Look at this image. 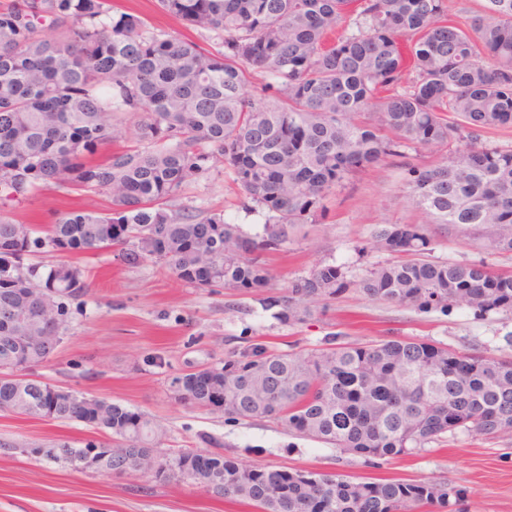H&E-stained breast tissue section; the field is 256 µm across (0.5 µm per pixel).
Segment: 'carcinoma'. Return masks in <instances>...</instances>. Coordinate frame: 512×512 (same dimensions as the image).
<instances>
[{
	"label": "carcinoma",
	"instance_id": "obj_1",
	"mask_svg": "<svg viewBox=\"0 0 512 512\" xmlns=\"http://www.w3.org/2000/svg\"><path fill=\"white\" fill-rule=\"evenodd\" d=\"M159 8L222 49L170 36L112 0H0V411L70 423L86 420L126 449L123 473L160 460L191 469L196 449L162 452L164 430L148 415L76 392L52 398L35 373L66 332L65 300L87 274L66 257L117 249L198 288L261 295L271 275L261 252L283 247L297 224L325 218L327 196L389 156L451 147L432 168L407 169L424 224H387L372 248L407 256L371 266L358 281L324 263L262 298L299 323L310 305L354 285L367 298L417 310L463 304L512 309V274L479 260L427 259L426 225L473 224L493 250L512 253V149L483 143L512 126V0H487L462 28L445 0H158ZM262 80L263 98L243 93ZM454 112L459 121L447 119ZM134 117L137 146H106ZM224 163L265 213L257 242L213 213L171 211L182 188ZM106 192L111 209H71L41 227L8 216L42 190ZM34 253L59 258L29 261ZM31 313L25 326L14 314ZM25 336L18 345L13 337ZM214 385L188 388L180 404L230 418H267L289 432L353 454L408 455L457 431L512 432V357L473 355L434 342L390 338L306 354L254 344L206 370ZM32 452L71 465L79 448L57 439ZM262 512H414L435 504L462 512L461 490L436 480L350 481L247 467L219 454L201 483Z\"/></svg>",
	"mask_w": 512,
	"mask_h": 512
}]
</instances>
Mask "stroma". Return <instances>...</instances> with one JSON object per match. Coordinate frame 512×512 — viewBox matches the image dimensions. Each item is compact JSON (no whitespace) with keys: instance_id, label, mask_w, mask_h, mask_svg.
<instances>
[{"instance_id":"obj_1","label":"stroma","mask_w":512,"mask_h":512,"mask_svg":"<svg viewBox=\"0 0 512 512\" xmlns=\"http://www.w3.org/2000/svg\"><path fill=\"white\" fill-rule=\"evenodd\" d=\"M157 0H113L114 10L137 16L155 29L219 49L214 35L186 29L162 14ZM438 151L391 156L374 170L351 178L327 202L317 224L298 226L288 244L264 252L273 290L315 266H344L359 280L390 253L371 249L376 230L421 220L407 185L406 169L428 166ZM245 194L223 166L186 186L170 209L223 214L250 236L262 235L265 216L247 210ZM82 206L104 212L107 193L67 196L44 190L15 207L24 224H46L55 214ZM433 259L465 263L486 260L512 272V254L487 250L469 228L432 224ZM77 263L89 270L86 295L68 303V330L49 363L39 370L51 384L69 387L150 415L166 438L164 451L205 450L202 436L222 444L226 456L246 466H275L340 476L441 480L464 492L467 512H512V434L493 438L456 432L420 451L389 460L340 452L288 433L268 419H232L219 411L184 407L170 397L174 377L194 368L220 366L228 351L252 343L278 351L306 353L327 337L367 343L391 337L428 340L484 355L512 356V310L475 316L455 304L448 312H421L368 299L349 288L328 304H312L305 321L287 323L265 309L257 296L222 287L197 288L152 263L127 266L112 254L85 252ZM94 432L80 423L62 424L0 412V512H256L253 506L217 499L189 480L155 482L142 475L78 472L34 455L33 447L65 438L82 445ZM29 453H21V446Z\"/></svg>"}]
</instances>
